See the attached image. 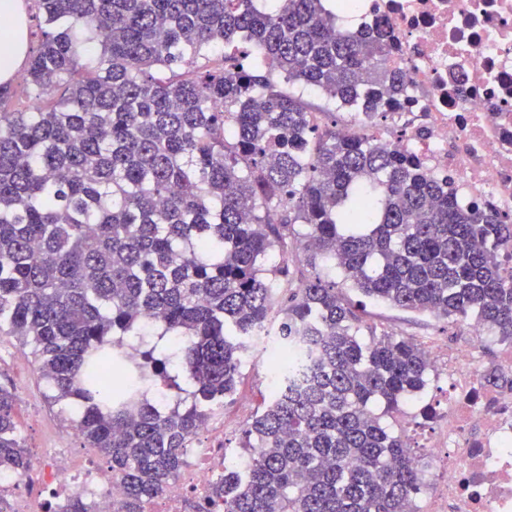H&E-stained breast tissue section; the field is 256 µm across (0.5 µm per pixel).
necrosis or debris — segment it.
I'll return each mask as SVG.
<instances>
[{"instance_id": "necrosis-or-debris-1", "label": "necrosis or debris", "mask_w": 512, "mask_h": 512, "mask_svg": "<svg viewBox=\"0 0 512 512\" xmlns=\"http://www.w3.org/2000/svg\"><path fill=\"white\" fill-rule=\"evenodd\" d=\"M361 27L383 25L392 45L386 65L407 82L385 117L354 113L346 134L366 129L389 137L432 174L445 178L454 202L482 207L512 223V0H356ZM457 350L426 347L448 381V401L432 429L418 436L436 482L428 512H512V391L487 384L474 327ZM68 434L34 451L29 476L0 472V512H121L119 481L96 462L76 466ZM245 456L216 434L195 440L179 475L141 512H223L215 487Z\"/></svg>"}]
</instances>
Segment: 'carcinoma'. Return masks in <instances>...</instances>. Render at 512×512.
Returning <instances> with one entry per match:
<instances>
[{
	"mask_svg": "<svg viewBox=\"0 0 512 512\" xmlns=\"http://www.w3.org/2000/svg\"><path fill=\"white\" fill-rule=\"evenodd\" d=\"M35 3L26 81L57 97L13 112L0 85V336L31 348L124 512L182 470L265 325L277 394L224 512H418L421 471L371 404L396 409L431 362L408 337L361 340L329 273L512 343V224L457 207L399 143L336 130V109L310 122L297 82L368 117L394 101L390 42L344 36L324 0ZM293 242L312 274L283 298ZM15 403L0 384V470L24 475Z\"/></svg>",
	"mask_w": 512,
	"mask_h": 512,
	"instance_id": "obj_1",
	"label": "carcinoma"
}]
</instances>
